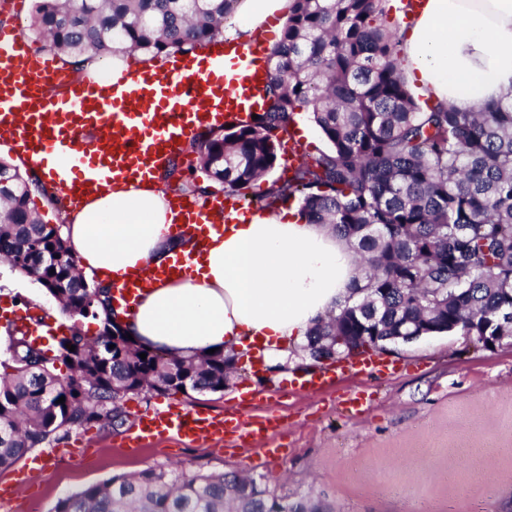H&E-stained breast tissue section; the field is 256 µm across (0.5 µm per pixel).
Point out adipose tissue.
<instances>
[{
  "mask_svg": "<svg viewBox=\"0 0 512 512\" xmlns=\"http://www.w3.org/2000/svg\"><path fill=\"white\" fill-rule=\"evenodd\" d=\"M291 0H237L238 25L217 35L242 47L271 17L287 19ZM396 43L412 88L470 112L512 92V0H423L399 4ZM177 220L161 179L114 181L66 215L63 235L86 279L112 285L129 269L168 266L189 253L192 233L176 236ZM357 255L329 225L309 224L297 210L232 214L191 274L146 289L134 308L116 301L124 330L148 349L176 358L216 349L259 352L264 363L288 364L293 345L320 320L338 314L358 275Z\"/></svg>",
  "mask_w": 512,
  "mask_h": 512,
  "instance_id": "obj_1",
  "label": "adipose tissue"
}]
</instances>
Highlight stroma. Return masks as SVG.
Wrapping results in <instances>:
<instances>
[{
    "mask_svg": "<svg viewBox=\"0 0 512 512\" xmlns=\"http://www.w3.org/2000/svg\"><path fill=\"white\" fill-rule=\"evenodd\" d=\"M59 314L38 283L0 260V355L16 330V313ZM386 379L360 376L288 398L287 378L259 382L254 366L237 361L223 392L141 393L124 401L126 423L98 424L37 448L46 465L38 495L20 489L0 512H50L59 498L115 475L238 472L265 476L275 494L319 500L324 512H512V337L485 348L458 333L395 346L380 356ZM363 393L367 407L343 408ZM178 404L206 414L249 418L273 410L286 424L279 451L190 446L174 438L130 448L131 425L143 414ZM81 443L86 453L59 464L58 448Z\"/></svg>",
    "mask_w": 512,
    "mask_h": 512,
    "instance_id": "stroma-1",
    "label": "stroma"
}]
</instances>
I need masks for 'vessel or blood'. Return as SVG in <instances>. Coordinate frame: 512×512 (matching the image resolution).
<instances>
[{
	"mask_svg": "<svg viewBox=\"0 0 512 512\" xmlns=\"http://www.w3.org/2000/svg\"><path fill=\"white\" fill-rule=\"evenodd\" d=\"M267 74L262 42L246 49L228 44L220 60L178 54L161 70L131 73L124 90L116 94L111 86L74 76L61 69L55 57L36 52L21 29L1 27L0 132L45 170L51 191L75 206L113 180L148 179L200 126L251 122L262 106ZM51 87L60 88V95H48ZM172 204L180 230L193 233L197 249L176 255L168 268L145 264L130 272L118 290L127 306H134L139 293L158 280L189 272L210 231H222L223 219L241 208L240 201L223 197L201 202L177 197ZM388 371L384 362L368 354L291 381L288 393L298 397L336 379L382 377ZM277 427L278 418L272 414L218 417L172 405L141 416L133 434L141 448L168 435L198 444L253 447Z\"/></svg>",
	"mask_w": 512,
	"mask_h": 512,
	"instance_id": "b4317fda",
	"label": "vessel or blood"
}]
</instances>
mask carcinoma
Wrapping results in <instances>:
<instances>
[{
  "label": "carcinoma",
  "mask_w": 512,
  "mask_h": 512,
  "mask_svg": "<svg viewBox=\"0 0 512 512\" xmlns=\"http://www.w3.org/2000/svg\"><path fill=\"white\" fill-rule=\"evenodd\" d=\"M235 0H35L30 31L80 64L114 52L155 57L193 50L223 32ZM388 0H293L271 62L265 106L247 125L210 129L191 142L208 180L238 195L276 165L296 112L306 108L328 143L272 182L256 206L298 201L310 224L353 243L361 283L340 313L317 323L303 349L324 336H397L406 322L462 333L473 321L512 318V97L476 112L420 100L407 87L389 25ZM0 170V258L52 282L74 324L51 358L25 336L0 361V471L31 450L90 424L122 426L128 392L224 391L234 358L222 352L174 359L112 335L111 290L87 281L69 249L45 265L41 248L63 240L29 207L30 179ZM90 314H85V309ZM75 347L69 351L66 345ZM146 354L141 359L140 354ZM71 374H54L55 360ZM64 403H59L60 397ZM306 497L277 496L254 477L148 469L114 476L61 498L53 512H321Z\"/></svg>",
  "instance_id": "obj_1"
}]
</instances>
